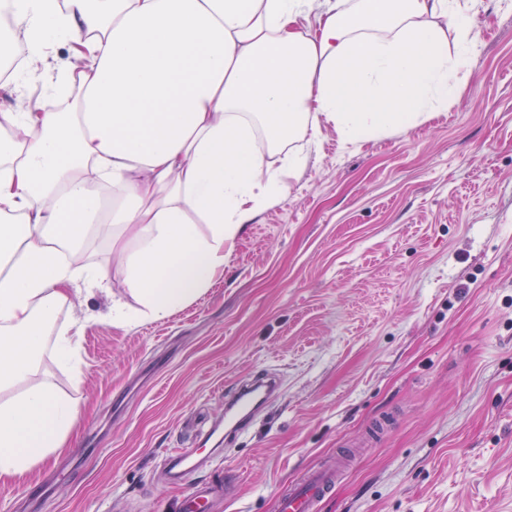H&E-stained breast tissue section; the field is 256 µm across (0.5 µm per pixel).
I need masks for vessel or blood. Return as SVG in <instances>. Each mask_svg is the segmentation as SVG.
<instances>
[{
    "label": "vessel or blood",
    "mask_w": 512,
    "mask_h": 512,
    "mask_svg": "<svg viewBox=\"0 0 512 512\" xmlns=\"http://www.w3.org/2000/svg\"><path fill=\"white\" fill-rule=\"evenodd\" d=\"M280 378L261 370L235 381L224 390V417L199 431L190 447L170 454L163 464L165 479L173 484H189L178 512H208L213 499L229 495L230 484L201 482L197 475L210 459L224 448L236 445L246 435L262 408L279 393ZM396 413H384L371 421L352 446L337 451L316 470L306 472L277 499V512H320L323 502L335 491L342 475L358 449L370 448L382 441L396 426Z\"/></svg>",
    "instance_id": "b4317fda"
}]
</instances>
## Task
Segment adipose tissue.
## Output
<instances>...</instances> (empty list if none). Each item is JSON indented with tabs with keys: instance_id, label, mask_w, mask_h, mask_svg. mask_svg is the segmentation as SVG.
<instances>
[{
	"instance_id": "ef3b65f1",
	"label": "adipose tissue",
	"mask_w": 512,
	"mask_h": 512,
	"mask_svg": "<svg viewBox=\"0 0 512 512\" xmlns=\"http://www.w3.org/2000/svg\"><path fill=\"white\" fill-rule=\"evenodd\" d=\"M312 0H0V70L13 83L67 42L94 62L59 69L55 96L0 110V477L61 448L72 400L34 383L45 346L71 362L72 337L47 344L69 294L109 291L87 264L96 224L134 240L109 320L161 319L195 301L224 267V243L282 198L254 144L255 120L283 146L321 120L358 143L447 107L480 33L461 0H332L314 35ZM457 33L449 44L447 28Z\"/></svg>"
}]
</instances>
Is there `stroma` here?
<instances>
[{
    "mask_svg": "<svg viewBox=\"0 0 512 512\" xmlns=\"http://www.w3.org/2000/svg\"><path fill=\"white\" fill-rule=\"evenodd\" d=\"M480 44L452 105L355 145L322 121L306 165L224 245L211 290L171 317L116 327L112 296L70 297L75 364L41 380L83 411L63 447L0 478V512H172L162 457L224 413V388L277 371L279 395L224 454L232 497L211 512H276L275 496L378 415L322 512H512V0H471Z\"/></svg>",
    "mask_w": 512,
    "mask_h": 512,
    "instance_id": "stroma-1",
    "label": "stroma"
}]
</instances>
